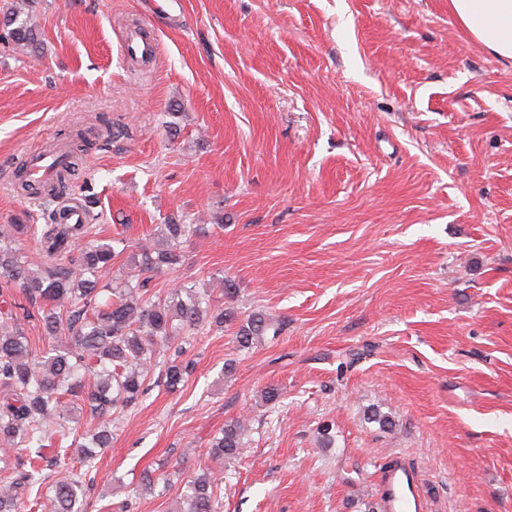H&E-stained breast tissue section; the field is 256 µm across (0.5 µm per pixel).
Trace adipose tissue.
<instances>
[{"label": "adipose tissue", "mask_w": 512, "mask_h": 512, "mask_svg": "<svg viewBox=\"0 0 512 512\" xmlns=\"http://www.w3.org/2000/svg\"><path fill=\"white\" fill-rule=\"evenodd\" d=\"M448 10L472 41L512 60V0H448Z\"/></svg>", "instance_id": "1"}]
</instances>
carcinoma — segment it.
Returning <instances> with one entry per match:
<instances>
[{
  "mask_svg": "<svg viewBox=\"0 0 512 512\" xmlns=\"http://www.w3.org/2000/svg\"><path fill=\"white\" fill-rule=\"evenodd\" d=\"M84 148L71 145L67 159L50 182L35 187L24 178V164L16 169L18 189L40 198H56L71 189L72 177ZM18 234L43 243L45 272L29 271L26 256L0 245V279L30 298L45 302L41 310L48 347L35 351L29 338L13 327L17 305L0 299V469L9 476L0 481V512H83L85 485L80 474L68 470L63 452L71 436L74 410L90 412L97 424L77 444L82 465L92 467L98 450L112 439L114 415L137 404L148 389L150 371L160 369L167 391L175 392L192 372L181 359L185 345L205 321L222 327L234 312L222 305L205 307L207 293L184 286L166 296L149 295L153 276L179 264L173 249L144 245L137 254L135 279L121 288L105 280L115 252L112 245H88L90 224H12ZM169 243L193 235L195 224H165ZM270 327L261 313L250 315L236 332V341L248 349ZM247 425L224 424L212 438L213 458L231 464L245 448ZM30 450L24 463L12 462L9 451ZM65 475L47 482L42 463ZM214 472L200 470L188 476L178 512H219Z\"/></svg>",
  "mask_w": 512,
  "mask_h": 512,
  "instance_id": "obj_1",
  "label": "carcinoma"
}]
</instances>
